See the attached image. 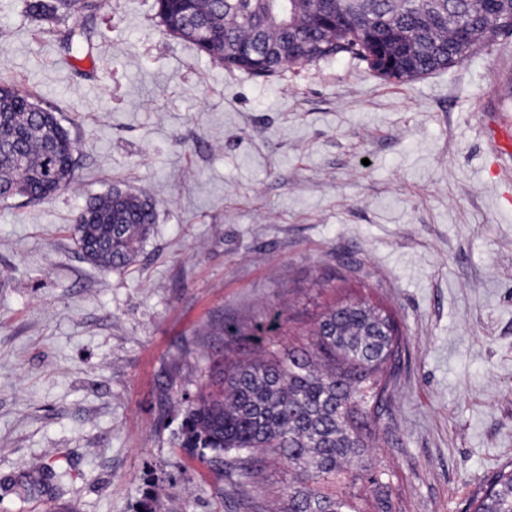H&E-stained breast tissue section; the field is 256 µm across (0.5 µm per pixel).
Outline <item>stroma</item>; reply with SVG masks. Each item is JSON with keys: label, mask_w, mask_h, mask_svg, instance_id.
Returning a JSON list of instances; mask_svg holds the SVG:
<instances>
[{"label": "stroma", "mask_w": 512, "mask_h": 512, "mask_svg": "<svg viewBox=\"0 0 512 512\" xmlns=\"http://www.w3.org/2000/svg\"><path fill=\"white\" fill-rule=\"evenodd\" d=\"M29 2L0 0V82L78 149L69 188L0 202V512H273L296 472L232 486L181 447L177 401L219 377L214 323L280 315L284 354L354 298L404 336L367 458L400 512H468L512 465V168L486 136L512 117V33L405 83L345 56L257 77L167 34L155 0H101L78 56ZM113 186L157 213L122 271L70 233ZM44 465L59 480L26 494Z\"/></svg>", "instance_id": "35a3bbf8"}]
</instances>
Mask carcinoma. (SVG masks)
<instances>
[{
  "instance_id": "cac0c4a2",
  "label": "carcinoma",
  "mask_w": 512,
  "mask_h": 512,
  "mask_svg": "<svg viewBox=\"0 0 512 512\" xmlns=\"http://www.w3.org/2000/svg\"><path fill=\"white\" fill-rule=\"evenodd\" d=\"M296 4L279 24L284 3ZM162 26L228 69L270 76L286 68L349 56L378 77L403 83L441 71L512 28V0L490 22L486 0H156ZM99 0H37V17L72 21L68 53H79L85 23ZM0 201L48 199L73 181L77 140L55 113L11 83H0ZM156 212L142 195L114 187L91 198L73 225L76 247L111 270L130 265ZM255 330L226 325L230 340ZM395 317L366 300L338 304L311 331L307 347L262 357L224 373L220 385L182 398L181 447L202 448L201 461L243 486L255 482L261 456L288 462L300 485L279 512H357L345 492L320 489L333 478L365 481L380 491L376 512H396L388 473L366 462L367 429L384 406L388 377L400 362ZM473 512H512V469L472 503Z\"/></svg>"
}]
</instances>
